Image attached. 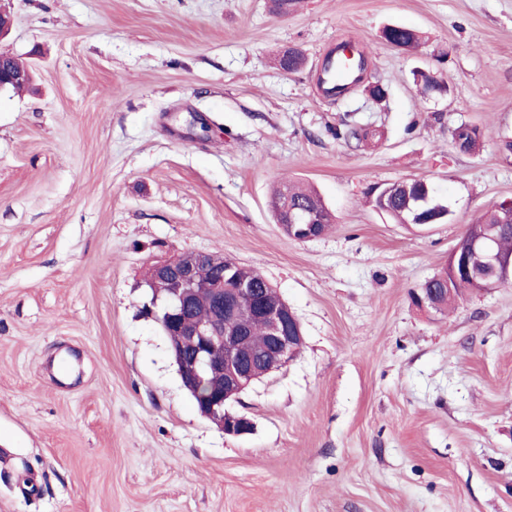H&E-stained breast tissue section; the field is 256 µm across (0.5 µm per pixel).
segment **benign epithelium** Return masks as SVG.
<instances>
[{
    "label": "benign epithelium",
    "instance_id": "1",
    "mask_svg": "<svg viewBox=\"0 0 512 512\" xmlns=\"http://www.w3.org/2000/svg\"><path fill=\"white\" fill-rule=\"evenodd\" d=\"M30 76L27 67L17 66L0 54V89ZM314 215L306 210L289 213L290 229L303 225V239L316 238ZM471 230L473 248L484 254L483 266H472L465 255L453 254L452 273L483 282V288L494 287L512 278V257L495 251L494 236L489 230ZM204 254L182 252L155 262V296L145 305L146 315L156 320L165 332L173 331L194 347L186 355L183 344L171 346L182 384L192 395H198L197 384L209 381V393L198 399L200 414L217 424L227 435H242L251 430L250 419L224 408L253 382L283 367L296 354L303 342L301 325L277 289L266 282L256 286L239 282L224 287V280L203 283L198 268ZM207 288L213 298L212 310L204 319H189L186 310L200 289ZM252 311L259 313L266 325L268 345L260 359H255L246 330L227 326L224 316H237Z\"/></svg>",
    "mask_w": 512,
    "mask_h": 512
}]
</instances>
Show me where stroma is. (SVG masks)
I'll return each mask as SVG.
<instances>
[{"mask_svg":"<svg viewBox=\"0 0 512 512\" xmlns=\"http://www.w3.org/2000/svg\"><path fill=\"white\" fill-rule=\"evenodd\" d=\"M0 7V52L34 74L0 92V512H512V281L450 313L412 299L512 199V0ZM345 40L385 99L318 90ZM290 46L296 73L274 61ZM420 68L448 94H422ZM461 124L479 150L455 146ZM412 178L443 222L376 207ZM283 181L318 191L329 232L277 224ZM184 251L257 269L301 324L296 357L231 403L240 436L200 415L142 313L151 264Z\"/></svg>","mask_w":512,"mask_h":512,"instance_id":"stroma-1","label":"stroma"}]
</instances>
